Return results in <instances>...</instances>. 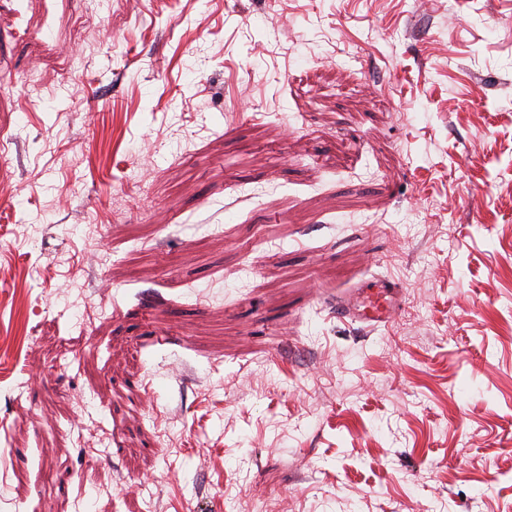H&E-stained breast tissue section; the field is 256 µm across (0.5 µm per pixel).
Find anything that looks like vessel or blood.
<instances>
[{"instance_id": "vessel-or-blood-1", "label": "vessel or blood", "mask_w": 512, "mask_h": 512, "mask_svg": "<svg viewBox=\"0 0 512 512\" xmlns=\"http://www.w3.org/2000/svg\"><path fill=\"white\" fill-rule=\"evenodd\" d=\"M403 289L388 277L374 278L358 289L337 296L333 308L338 320L371 327L389 325L402 308Z\"/></svg>"}]
</instances>
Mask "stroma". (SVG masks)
<instances>
[{"mask_svg": "<svg viewBox=\"0 0 512 512\" xmlns=\"http://www.w3.org/2000/svg\"><path fill=\"white\" fill-rule=\"evenodd\" d=\"M1 143L0 512H512V0H0ZM402 285L388 277L374 278L336 297V319L370 327L388 326L402 308Z\"/></svg>", "mask_w": 512, "mask_h": 512, "instance_id": "35a3bbf8", "label": "stroma"}]
</instances>
